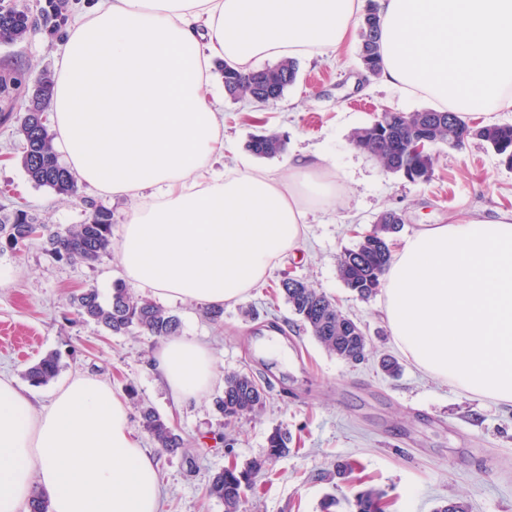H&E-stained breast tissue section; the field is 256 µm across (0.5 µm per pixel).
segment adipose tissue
<instances>
[{
  "mask_svg": "<svg viewBox=\"0 0 512 512\" xmlns=\"http://www.w3.org/2000/svg\"><path fill=\"white\" fill-rule=\"evenodd\" d=\"M379 79L436 110H512V0H376ZM363 0H94L76 12L49 112L78 184L136 202L123 226L125 280L170 300L232 304L299 244L309 208L335 203L322 158L287 175L247 161L217 170L224 114L213 72L263 59L328 56ZM390 334L419 369L512 403V213L426 224L385 273ZM170 393L191 400L218 376L210 349L167 339L154 355ZM52 512H159L154 459L104 382L77 375L42 409L0 375V512L34 489Z\"/></svg>",
  "mask_w": 512,
  "mask_h": 512,
  "instance_id": "ef3b65f1",
  "label": "adipose tissue"
}]
</instances>
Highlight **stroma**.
Here are the masks:
<instances>
[{
    "mask_svg": "<svg viewBox=\"0 0 512 512\" xmlns=\"http://www.w3.org/2000/svg\"><path fill=\"white\" fill-rule=\"evenodd\" d=\"M66 38L62 25L0 43V69L37 82L42 74L56 73ZM360 43L355 32L335 58L299 59L295 83L272 107L233 101L221 77L213 79L224 114L223 167L246 155L252 134L275 130L287 134V154L256 159V166L284 173L290 156L325 157L341 196L334 206L309 212L299 246L270 270L261 287L225 306L222 324L208 321L204 303L160 299V306L180 318L182 335L209 346L221 374L210 391L187 403L172 398L153 366L159 341L137 331L112 335L78 319L69 305L70 296L86 288L109 298L113 282L121 279L119 244L131 201L104 199L86 187L65 196L30 182L19 164L16 134L24 99L0 94V206L24 208L63 229L83 223L91 203L112 213V245L94 264L59 261L37 245L0 253V373L13 377L38 406L50 401L59 383L80 374L104 381L121 397L134 385L188 442L187 452L168 454L146 434L138 436L158 464L162 512H224L223 503L208 495L212 476L263 456L276 427L291 435L290 451L255 477L244 494L243 512H320L329 494L338 501L335 512H351L363 485L385 492L386 512H433L460 497L472 512H512V404L462 391L417 368L393 343L381 296L359 299L336 269L342 251L355 247L387 210L403 218L394 237L398 243L424 224L512 212V168L474 139L460 151L434 146L432 180L413 183L355 149L351 133L376 110L415 112L429 106L367 75ZM287 275L307 281L361 324L371 340L363 362L329 354L305 330L279 289ZM272 335L285 340L287 361L266 354L263 341ZM50 351L61 355L55 381L30 385L23 376L26 367ZM386 355L398 362V375L381 369ZM233 371L251 373L266 389L260 414L227 421L216 412L222 377ZM342 461L356 463L353 475H338Z\"/></svg>",
    "mask_w": 512,
    "mask_h": 512,
    "instance_id": "obj_1",
    "label": "stroma"
}]
</instances>
